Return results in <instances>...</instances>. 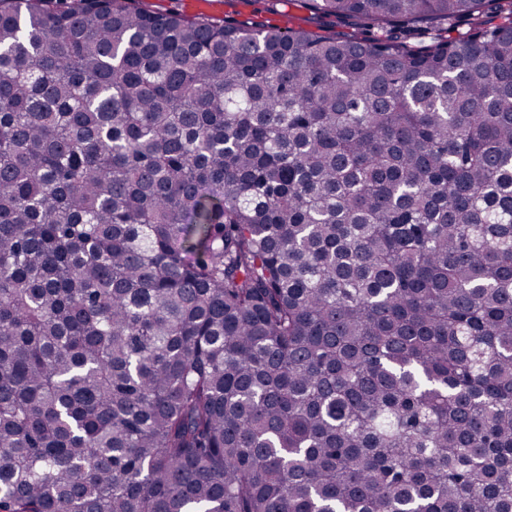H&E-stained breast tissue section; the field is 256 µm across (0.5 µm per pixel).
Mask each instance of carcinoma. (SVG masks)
Masks as SVG:
<instances>
[{"instance_id":"obj_1","label":"carcinoma","mask_w":512,"mask_h":512,"mask_svg":"<svg viewBox=\"0 0 512 512\" xmlns=\"http://www.w3.org/2000/svg\"><path fill=\"white\" fill-rule=\"evenodd\" d=\"M138 2L0 0V512H512V0ZM307 0H140V6L157 13H179L212 22L237 25L302 27L324 36L358 35L368 31L337 26L332 19L319 18L308 9Z\"/></svg>"}]
</instances>
